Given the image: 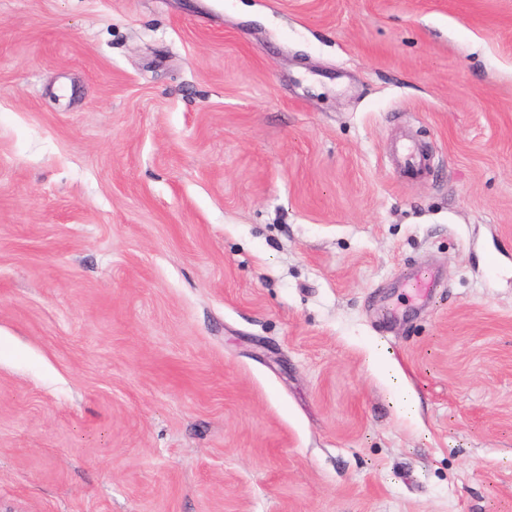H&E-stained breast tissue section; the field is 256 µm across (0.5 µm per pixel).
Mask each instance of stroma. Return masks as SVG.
<instances>
[{"mask_svg": "<svg viewBox=\"0 0 512 512\" xmlns=\"http://www.w3.org/2000/svg\"><path fill=\"white\" fill-rule=\"evenodd\" d=\"M0 512H512V0H0ZM370 364L382 375L385 376L392 384L398 385L404 390L409 397V405L412 410L405 413L406 416L412 418L416 414L417 402L410 392V389L403 387L400 384L399 373L401 369L395 362H390L387 358L376 360L374 357L370 359ZM395 378V379H394ZM394 379V380H393Z\"/></svg>", "mask_w": 512, "mask_h": 512, "instance_id": "35a3bbf8", "label": "stroma"}]
</instances>
